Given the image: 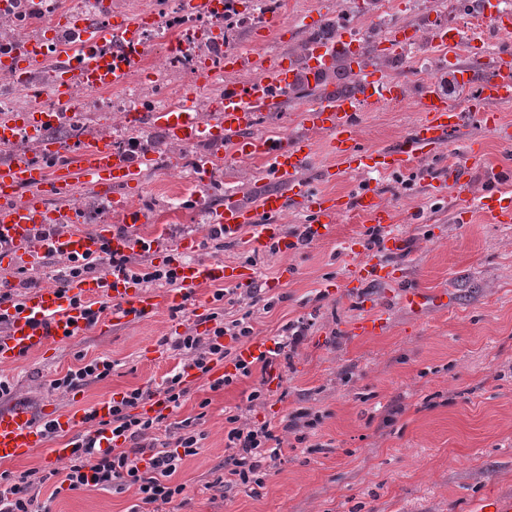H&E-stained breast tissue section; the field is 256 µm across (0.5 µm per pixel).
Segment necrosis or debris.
<instances>
[{
    "mask_svg": "<svg viewBox=\"0 0 512 512\" xmlns=\"http://www.w3.org/2000/svg\"><path fill=\"white\" fill-rule=\"evenodd\" d=\"M144 10L151 21L137 28L133 79L112 90L65 85L60 75L64 61L78 58L88 47L84 24L107 30L112 48L124 50L122 25L129 17L118 0H0V116L47 114L55 122L52 135L71 148L95 139L88 122L95 112L120 115L131 127L135 113L173 109L187 96L198 111H221L224 54L238 50L239 29L287 19L282 0H204L195 9L185 8L182 0H147ZM340 29L357 49L363 41L398 35L401 25L388 6L374 23L356 14L345 18ZM404 45L408 54L403 64L415 75L416 85L432 84L426 32L412 29ZM32 56L48 62L29 65Z\"/></svg>",
    "mask_w": 512,
    "mask_h": 512,
    "instance_id": "1",
    "label": "necrosis or debris"
}]
</instances>
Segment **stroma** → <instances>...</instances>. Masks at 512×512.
Masks as SVG:
<instances>
[{
  "label": "stroma",
  "mask_w": 512,
  "mask_h": 512,
  "mask_svg": "<svg viewBox=\"0 0 512 512\" xmlns=\"http://www.w3.org/2000/svg\"><path fill=\"white\" fill-rule=\"evenodd\" d=\"M356 8L372 13L365 0H286L287 26L275 33L243 29L239 42L293 63L302 45L332 28L341 11ZM416 117L408 106H367L361 137L369 147L385 146L405 136ZM148 134L155 165L138 190L125 193L154 217L145 235L166 247L195 237L193 259L246 266L256 275L259 304L245 295L216 300L217 287L210 284L200 290L209 311L228 321L250 313L254 339L269 345L281 339L285 326L312 323L290 366L281 367L277 392L265 402L249 399L261 380L256 367L227 386L198 377L181 407L166 412L153 438L172 440L188 426L203 440L174 476L185 486L183 495L163 505V512H468L476 498L512 494V223H484L464 201L430 193L448 162H463L469 147L477 153L470 169L473 192L494 179L512 189V145L472 125L452 149H440L411 171L333 182L321 179L333 163L321 154L320 165L307 172L312 182L333 194L370 183L395 222L376 232L344 214L332 236L285 253L211 237L208 214L223 205L225 186L235 187L247 205L267 189L259 162L225 165L203 206L196 207L191 187L169 174L171 143L159 129ZM375 235L402 238V252L383 250L380 259L401 269L408 284L446 293L447 306L419 312L403 305L395 288L344 287L356 257L343 240L357 236L367 242ZM329 279L340 284L336 294L325 292ZM380 310L387 315L383 335H350L354 322ZM196 329L192 308L163 309L110 334L92 332L25 356L0 366L11 387L0 396V407L22 400L37 411L50 405L64 413L135 388L159 390L181 361L162 339ZM95 358L111 361L108 376L69 392L51 388L52 379ZM295 412L306 423L281 433V456L259 493L216 486L224 473L228 414L261 425ZM53 489L50 481L35 485L41 512H130L138 498L133 487L58 495Z\"/></svg>",
  "instance_id": "35a3bbf8"
}]
</instances>
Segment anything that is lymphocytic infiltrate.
<instances>
[{
	"instance_id": "1",
	"label": "lymphocytic infiltrate",
	"mask_w": 512,
	"mask_h": 512,
	"mask_svg": "<svg viewBox=\"0 0 512 512\" xmlns=\"http://www.w3.org/2000/svg\"><path fill=\"white\" fill-rule=\"evenodd\" d=\"M109 266L123 271L136 284L175 285L176 271L169 266L150 265L137 267L129 257L103 250L98 256L68 264L58 277L60 286L84 278L97 268ZM215 325L208 335L191 333L171 338L170 346L186 356L185 368L208 373L214 360L230 359L237 375L250 376L254 364L271 368L286 350L296 349L301 343V332L284 336L274 349L260 353L256 362L241 359L224 346L223 337L240 342L252 335L251 315L243 313L231 322L220 320L218 313H211ZM151 390L133 389L123 394L112 407V417L99 421L95 429L74 448L69 466L53 469L48 473L57 489L95 490L136 488L139 504L133 512H159L161 505L182 495L183 484L173 478L184 457L196 455L200 433L189 430L161 445L147 443L146 438L157 424L156 418L141 413L139 405L150 398ZM229 430L225 436L224 487H242L250 491L263 488L267 471L280 455L274 425L254 427L242 421L240 415H228ZM108 440V447H101V440ZM36 497L27 474L17 476L0 473V512H36Z\"/></svg>"
}]
</instances>
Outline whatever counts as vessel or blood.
I'll return each mask as SVG.
<instances>
[{
	"mask_svg": "<svg viewBox=\"0 0 512 512\" xmlns=\"http://www.w3.org/2000/svg\"><path fill=\"white\" fill-rule=\"evenodd\" d=\"M340 58L349 61L355 75L353 91L339 92L324 84L325 74ZM224 65L232 71L253 70L257 76L225 90L224 109L216 119L197 112L189 98L179 109L161 108L141 113L140 118L144 124L164 131L171 141L221 139L230 145L232 158L262 164L265 174L276 182V189L262 193L252 206L228 198L223 207L210 215L211 226L225 238H246L252 248L274 245L283 251L295 249L296 238L288 236L279 222L291 207L306 214L302 233L311 242L329 237L337 217L350 211L366 224L392 223V210L371 185L336 195L315 188L305 171L316 160L319 147H326L337 160L339 174L362 175L370 171L390 174L409 170L460 132L469 119L493 132L501 142H512V128L503 125L499 115L500 106L512 104V54L504 51L486 50L455 66L449 65L447 59H439L438 71H453L458 83L472 87V105L465 110L433 86L411 98L400 82H380L367 61L342 44H311L302 71L256 53L226 57ZM130 75V65L108 55L94 54L84 56L79 66L68 69L66 78L92 85L122 86L129 82ZM301 80L309 87L325 89L319 99L303 109L308 136L288 138L256 132L258 115L284 111L288 104L286 88ZM407 97L420 114L407 135L385 148L365 146L360 135L363 104H390ZM46 123L42 115H20L0 121V270L17 265L38 269L51 257L69 261L93 257L105 247L121 255L160 252L159 242L140 232L141 226L150 221L148 214L133 208L121 209L125 225L121 233L102 228L79 231L75 228V210L62 202L63 197L79 187L94 192L112 186L137 188L150 165L149 157L135 162L116 153L108 141L97 140L92 146L74 152L67 163L48 170L26 155L7 153L17 130H38ZM313 132L324 136V145L310 140ZM432 190L440 197L451 192L466 196L468 209L480 213L490 224L512 215V206L507 205L500 189L471 192L468 171L462 166H449ZM43 224L56 225L57 234L46 240L37 238L35 230ZM345 246L360 257L350 273L351 282L359 286H393L399 289L404 305L424 308V294L404 286L395 269L379 262L373 248L358 238L348 239ZM177 272L176 287L151 291L134 285L123 272L112 270L66 288L43 286L27 292L19 307L0 309V316L6 321L5 331H0V366L91 332L147 319L169 306L190 305L197 321H204L206 305L197 297L198 288L210 283L242 284L247 280L236 266L221 261L186 262L179 264ZM103 300L111 304L109 313L99 310ZM386 323L385 314L380 313L355 322L350 333L362 338L378 336ZM111 411L112 403L108 400L99 401L91 410L97 418L105 420ZM88 413L77 410L60 417L47 414L39 418L22 405L0 408V461L27 457L33 449L42 447L44 436L39 424L44 421L68 436L66 443L46 454V465L58 464L70 454V438L86 428ZM470 512H512V494L476 501Z\"/></svg>",
	"mask_w": 512,
	"mask_h": 512,
	"instance_id": "b4317fda",
	"label": "vessel or blood"
}]
</instances>
